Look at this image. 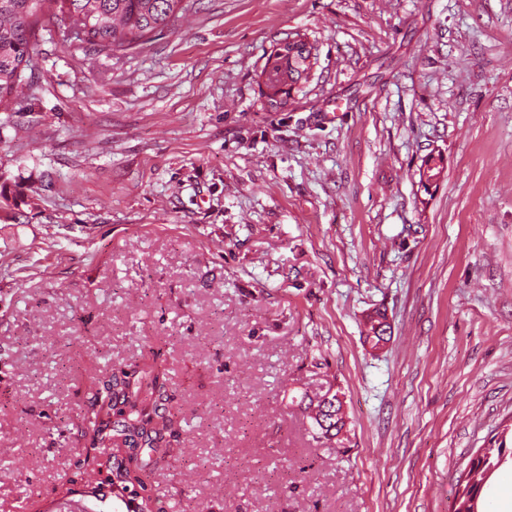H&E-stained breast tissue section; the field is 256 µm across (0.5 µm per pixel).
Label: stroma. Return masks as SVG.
Instances as JSON below:
<instances>
[{
  "label": "stroma",
  "mask_w": 512,
  "mask_h": 512,
  "mask_svg": "<svg viewBox=\"0 0 512 512\" xmlns=\"http://www.w3.org/2000/svg\"><path fill=\"white\" fill-rule=\"evenodd\" d=\"M145 366L165 512H452L512 427V0H185L112 55L39 27L0 111V512L106 479L81 414ZM329 390L326 441L295 400ZM479 509L512 512L511 457ZM309 58V54L306 56H303L302 53L291 55L288 48H277L269 56L263 74L267 73L268 81L272 88L280 94L284 104L287 103V100L283 98V94L287 95L286 87L298 82L310 68ZM385 313L380 309H374L372 312L366 315L364 322V331H362L363 344L369 346L371 350H379L384 345H380L382 337L378 332L379 325L381 324V318ZM323 399V400H322ZM328 399V401L326 400ZM336 393L332 394L330 390L318 401L317 407L321 419L314 417L315 423L319 428V435L317 438H324L326 440H332L337 438L342 430L344 429L346 422L343 416H336ZM334 403L336 405L334 406ZM323 408L327 411H323ZM340 410V404L337 405V411Z\"/></svg>",
  "instance_id": "obj_1"
}]
</instances>
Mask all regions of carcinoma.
<instances>
[{
  "instance_id": "obj_1",
  "label": "carcinoma",
  "mask_w": 512,
  "mask_h": 512,
  "mask_svg": "<svg viewBox=\"0 0 512 512\" xmlns=\"http://www.w3.org/2000/svg\"><path fill=\"white\" fill-rule=\"evenodd\" d=\"M183 0H0V108L8 109L18 85L23 81L21 63H31L32 37L41 19L77 29V40L99 52L112 55L146 43L168 27L182 10ZM310 68L309 56L290 54L280 48L268 58L264 72L272 88L287 94L286 87L298 82ZM384 312L375 309L365 317L363 344L372 350L382 348L378 332ZM141 378L137 372L112 374L98 381L92 407L83 420L92 445L117 439L133 451L148 448L169 453L166 436L178 433L180 421L164 408L126 414L128 401L139 397ZM336 395L328 392L319 400L321 418L315 419L320 437L332 440L340 435L346 422L336 415ZM512 448L506 440L491 438L481 457L472 461L466 479L456 491L454 512H478L476 505L485 478Z\"/></svg>"
}]
</instances>
